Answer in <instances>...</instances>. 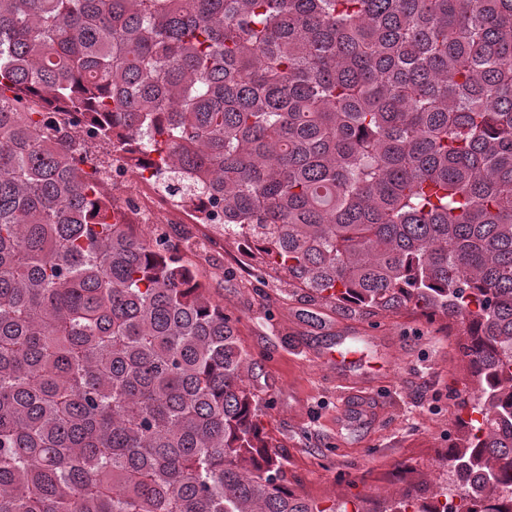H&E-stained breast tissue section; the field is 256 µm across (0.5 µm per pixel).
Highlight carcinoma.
Segmentation results:
<instances>
[{"label":"carcinoma","mask_w":512,"mask_h":512,"mask_svg":"<svg viewBox=\"0 0 512 512\" xmlns=\"http://www.w3.org/2000/svg\"><path fill=\"white\" fill-rule=\"evenodd\" d=\"M300 287L459 326L461 512L512 498V0H0V512H338L288 489L230 318L83 142Z\"/></svg>","instance_id":"obj_1"}]
</instances>
